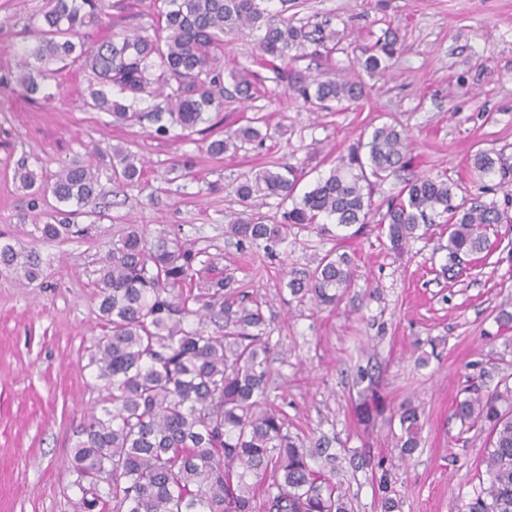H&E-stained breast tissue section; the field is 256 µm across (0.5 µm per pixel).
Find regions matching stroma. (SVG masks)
<instances>
[{
  "mask_svg": "<svg viewBox=\"0 0 512 512\" xmlns=\"http://www.w3.org/2000/svg\"><path fill=\"white\" fill-rule=\"evenodd\" d=\"M42 0H0V69L13 68L16 21ZM289 14L330 15L340 33L337 50L305 57L293 77L324 67L355 70L360 46L399 28L402 52L389 73L366 78V95L339 108L302 106L273 81L251 102L224 106L227 124L262 116L273 126L262 146L215 159L203 136L177 143L140 128L113 126L106 113L82 107L88 74L82 61L58 76L60 96L30 105L0 87V238L35 249L43 276L20 284L0 272V512H76L75 476L67 459L87 418L106 394L89 368L103 328L94 274L99 259L126 227L148 241L178 236L201 249L210 274L231 269L270 321V401L306 448L328 442L336 479L354 512H381L377 478L389 472L399 512H464L479 483L487 435L454 415L469 379L485 389L512 386V224L489 231L492 249L462 256L454 278L442 273L446 237L387 249L378 224L339 240L303 230L275 256L241 249L224 236L225 216L241 210L231 182L273 163L304 175L299 192L327 176L334 160L373 127L392 123L411 137V164L378 184L373 207L386 210L404 179L429 176L457 183V195L501 202L495 177L470 171L479 151L512 159V0H290ZM122 145L143 159V177L120 187L102 178L105 195L93 213L74 219L76 234L42 240L31 222L29 198L13 179L27 160L47 183L64 163L88 150ZM190 158L180 177L169 167ZM351 260L354 278L336 309L291 301V268L315 266L330 249ZM373 389L378 409L365 412ZM411 404L420 414V445L399 461L397 412Z\"/></svg>",
  "mask_w": 512,
  "mask_h": 512,
  "instance_id": "obj_1",
  "label": "stroma"
}]
</instances>
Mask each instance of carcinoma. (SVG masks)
<instances>
[{"label": "carcinoma", "mask_w": 512, "mask_h": 512, "mask_svg": "<svg viewBox=\"0 0 512 512\" xmlns=\"http://www.w3.org/2000/svg\"><path fill=\"white\" fill-rule=\"evenodd\" d=\"M271 0H149L146 16L163 25L146 27L118 40L88 43V31L117 24L109 0H45L24 25L15 46V69L0 76L31 104L55 97L48 92L73 58L84 60L90 82L118 89L112 98L94 91L83 106L112 117V124L140 127L156 139L194 132L201 123H224V37L254 35L256 58L287 82L292 98L309 105L356 103L365 96L360 79L327 73L309 81L290 80L288 65L308 49L336 40L329 16L299 24L285 11L270 10ZM398 30H384L362 51L359 65L368 76L384 73L400 49ZM234 94L254 99L265 78L245 69L232 76ZM153 100L147 111L135 108ZM215 117H209V113ZM271 127L264 117L207 145L220 158L246 144H263ZM409 138L384 123L348 148L328 176L296 195L298 168L277 164L243 175L234 188L243 209L230 213L224 234L239 248L267 252L285 243L295 228L315 226L332 235L329 224L350 228L369 223L373 186L408 166ZM138 153L112 147V180H139ZM481 175L499 176L512 185V163L486 152L474 156ZM102 169L93 159H72L55 175L51 192L70 211L33 216L43 239L71 233L68 216L95 203L102 193ZM16 178L37 194L36 174L23 160ZM456 184L420 177L404 183L379 214L389 243L401 252L410 241L426 238L437 219L448 234V260L491 248L488 230L512 224V212L494 201L456 200ZM291 204L280 224H268L256 201ZM200 252L177 238L150 244L130 225L112 243L96 269L99 311L106 332L97 338L88 366L106 392L108 407L92 415L68 460L76 475L79 512H352V504L333 475L310 464L312 454L288 430L285 417L269 402L268 319L263 304L248 299L230 270L205 277L197 267ZM0 268L27 283L43 274L36 251L0 242ZM351 260L335 250L313 268L292 270L286 286L298 300L309 298L336 307L351 283ZM454 415L468 427L487 430L490 450L481 461L487 482L479 483L465 512H512V390L466 388ZM400 456L419 447V413L400 408Z\"/></svg>", "instance_id": "cac0c4a2"}]
</instances>
